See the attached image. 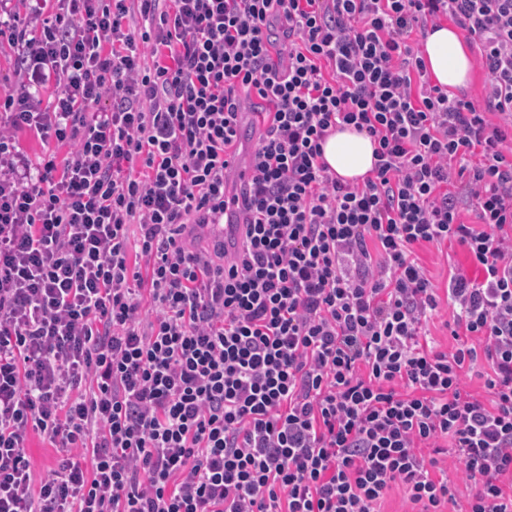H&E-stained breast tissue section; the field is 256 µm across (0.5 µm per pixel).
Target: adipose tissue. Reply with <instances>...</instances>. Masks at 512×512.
<instances>
[{"label":"adipose tissue","instance_id":"adipose-tissue-1","mask_svg":"<svg viewBox=\"0 0 512 512\" xmlns=\"http://www.w3.org/2000/svg\"><path fill=\"white\" fill-rule=\"evenodd\" d=\"M424 59L428 72L442 87L462 88L471 79V52L455 27L444 25L427 31ZM373 152L371 138L351 128L336 131L323 145L325 162L348 180L364 177L372 169Z\"/></svg>","mask_w":512,"mask_h":512}]
</instances>
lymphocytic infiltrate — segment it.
<instances>
[{
	"mask_svg": "<svg viewBox=\"0 0 512 512\" xmlns=\"http://www.w3.org/2000/svg\"><path fill=\"white\" fill-rule=\"evenodd\" d=\"M172 2L0 0V512H512V0ZM444 20L482 104L412 45ZM243 88L267 130L217 260L189 227L224 219ZM345 125L360 180L323 159ZM448 242L480 274L442 290L416 251ZM32 430L64 453L37 481ZM374 143L353 128L337 130L323 145V157L336 175L352 180L364 177L374 164ZM450 314V310L444 304L439 315L434 316L424 325V331L428 335L427 339L441 350H446L447 347L449 350L454 343L445 327V322L450 318Z\"/></svg>",
	"mask_w": 512,
	"mask_h": 512,
	"instance_id": "obj_1",
	"label": "lymphocytic infiltrate"
}]
</instances>
